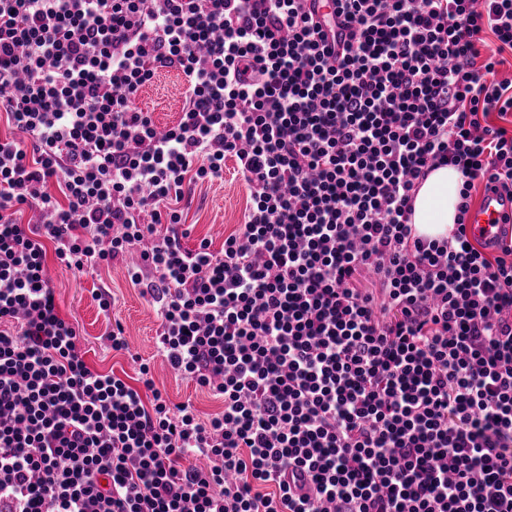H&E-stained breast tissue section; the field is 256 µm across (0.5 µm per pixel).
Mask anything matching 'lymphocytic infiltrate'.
Segmentation results:
<instances>
[{"mask_svg": "<svg viewBox=\"0 0 512 512\" xmlns=\"http://www.w3.org/2000/svg\"><path fill=\"white\" fill-rule=\"evenodd\" d=\"M305 2L0 0V512H512V245L465 227L476 185L512 188V0ZM164 68L160 134L135 100ZM229 159L244 220L186 248ZM446 165L429 239L413 204ZM50 251L124 263L223 411L91 368ZM184 77L174 69L160 71L152 82L142 88L136 98V106L149 112L156 125L168 127L174 124L183 106ZM159 131L166 127L158 125ZM461 184V174L448 166L427 176L417 192L411 217L420 234L432 239L448 236L456 222Z\"/></svg>", "mask_w": 512, "mask_h": 512, "instance_id": "obj_1", "label": "lymphocytic infiltrate"}]
</instances>
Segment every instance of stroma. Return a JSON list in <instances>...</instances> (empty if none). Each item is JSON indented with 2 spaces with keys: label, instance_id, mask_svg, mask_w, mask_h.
I'll use <instances>...</instances> for the list:
<instances>
[{
  "label": "stroma",
  "instance_id": "obj_1",
  "mask_svg": "<svg viewBox=\"0 0 512 512\" xmlns=\"http://www.w3.org/2000/svg\"><path fill=\"white\" fill-rule=\"evenodd\" d=\"M184 85V78L178 71L162 70L140 90L135 104L151 113L155 123L172 125L182 110ZM248 197V187L237 175L235 163L231 160L224 165L223 180L193 186L187 202L183 204L185 222L191 227L185 246L194 247L200 239L207 238L212 240L214 248H221L225 236L242 223ZM47 264L59 310L63 317L78 325L83 336L82 352L90 366L114 372L130 382L136 379V366L130 357L126 353L112 351L103 340L109 321L115 320L124 326L127 335L135 337L136 354L150 363L156 387L172 402L192 401L203 416L222 410L220 399L199 389L194 382L175 375L158 354L156 332L159 319L139 290L131 286L122 264L82 276L61 266L55 258H48ZM102 286L108 287L115 297V305L107 316L100 313L93 298L94 290Z\"/></svg>",
  "mask_w": 512,
  "mask_h": 512
}]
</instances>
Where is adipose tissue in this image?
<instances>
[{
    "label": "adipose tissue",
    "instance_id": "adipose-tissue-1",
    "mask_svg": "<svg viewBox=\"0 0 512 512\" xmlns=\"http://www.w3.org/2000/svg\"><path fill=\"white\" fill-rule=\"evenodd\" d=\"M461 184L460 173L448 166L427 176L417 192L411 217L420 234L433 239L448 235L456 222Z\"/></svg>",
    "mask_w": 512,
    "mask_h": 512
}]
</instances>
